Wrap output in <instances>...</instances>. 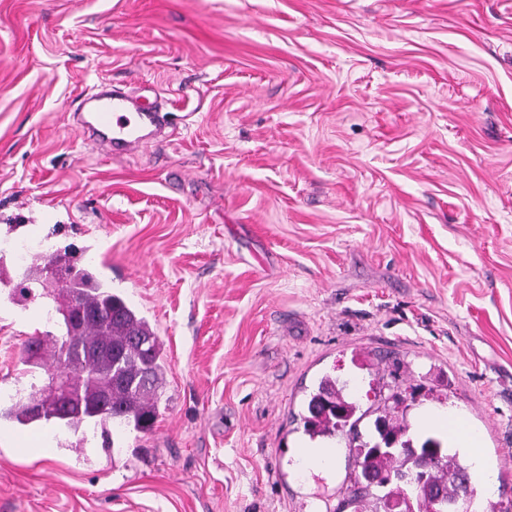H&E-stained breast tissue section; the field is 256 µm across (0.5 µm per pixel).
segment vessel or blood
Returning <instances> with one entry per match:
<instances>
[{"label":"vessel or blood","instance_id":"vessel-or-blood-1","mask_svg":"<svg viewBox=\"0 0 512 512\" xmlns=\"http://www.w3.org/2000/svg\"><path fill=\"white\" fill-rule=\"evenodd\" d=\"M74 122L85 141L122 157L143 148L166 124L167 115L101 85L82 97Z\"/></svg>","mask_w":512,"mask_h":512}]
</instances>
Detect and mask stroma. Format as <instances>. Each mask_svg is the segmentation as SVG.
Wrapping results in <instances>:
<instances>
[{
  "instance_id": "35a3bbf8",
  "label": "stroma",
  "mask_w": 512,
  "mask_h": 512,
  "mask_svg": "<svg viewBox=\"0 0 512 512\" xmlns=\"http://www.w3.org/2000/svg\"><path fill=\"white\" fill-rule=\"evenodd\" d=\"M102 81L169 124L115 158L72 111ZM72 247L157 332L152 431L0 419V512H337L300 474L323 375L456 410L512 505V0H0V406L17 286Z\"/></svg>"
}]
</instances>
